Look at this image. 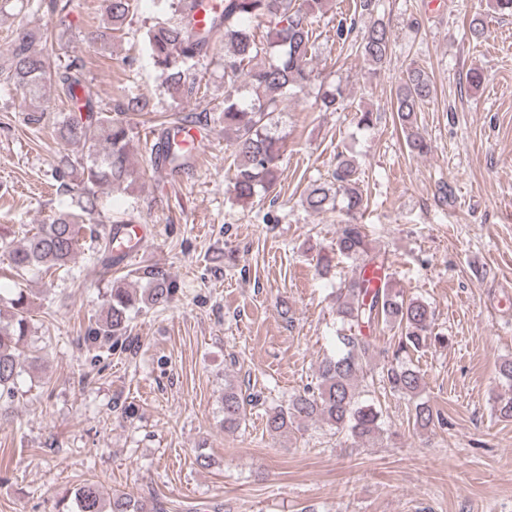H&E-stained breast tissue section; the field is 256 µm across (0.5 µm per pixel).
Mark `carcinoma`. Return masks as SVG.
<instances>
[{
    "label": "carcinoma",
    "instance_id": "cac0c4a2",
    "mask_svg": "<svg viewBox=\"0 0 512 512\" xmlns=\"http://www.w3.org/2000/svg\"><path fill=\"white\" fill-rule=\"evenodd\" d=\"M325 0H159L161 17L143 34V49L158 72L161 86L172 103L201 93V81L190 77L200 59L224 48V132L232 134L234 173L232 199L252 204L266 196L279 180L280 162L287 139L280 134L282 99L308 91L317 81L310 62L317 50L315 25L323 16ZM138 10V0H105L106 26L95 39L119 41ZM391 33L380 20L365 27L357 50L378 69L391 54ZM83 65L70 63L51 69L48 58L34 48L33 33L22 27L14 32L10 48L0 57V83L30 100L22 122L30 129L46 120L42 106L46 88L71 102V111L57 123L58 138L88 149L87 159H64L56 168L58 190L69 196L81 188L74 203L63 202L51 222L16 246L8 247L9 267L17 276L30 272L53 274L65 270L82 248L84 234L99 238L82 215L93 214L98 190H124L132 183L130 161L134 128L132 112H151L153 104L143 95L126 96L112 107L98 106L90 85L83 78ZM433 85L427 72L413 68L398 86L394 109L405 133V144L417 156L431 152V144L417 126V112L430 99ZM320 109L338 110L345 100L339 84L320 82ZM165 162L177 171L187 164L191 149L177 141L164 145ZM302 204L315 214L345 213L347 220L336 230V240L318 261V273L338 275L336 316L343 325L336 336V353L318 364V383L289 396L266 412V429L275 439L294 424L313 422L328 426L335 434L356 441L372 440L382 431V411L366 399L371 387L412 402L413 426L427 429L443 423L441 415L422 400L424 377L413 366L410 353L449 338L434 331L429 304L406 299L393 288L385 258L372 251L368 225L357 222L365 208L358 186L357 164L351 157L338 159L330 179L314 183ZM346 266L339 267L340 263ZM146 287L137 294L114 285L102 313L89 324L86 341L96 344L126 335L134 316L146 309L167 305L177 286L158 271L144 273ZM10 315L0 314V398L14 395L23 364L36 361L28 344L30 320L28 296L23 288L9 290ZM397 329L398 342L379 348L370 330L379 324ZM387 358L380 372L375 357ZM500 379L508 393L496 398V413L512 419V359L499 365ZM224 430L238 429L253 405V396L229 383L224 385ZM64 512H163L154 504L114 491L106 500L99 486L86 481L62 499Z\"/></svg>",
    "mask_w": 512,
    "mask_h": 512
}]
</instances>
